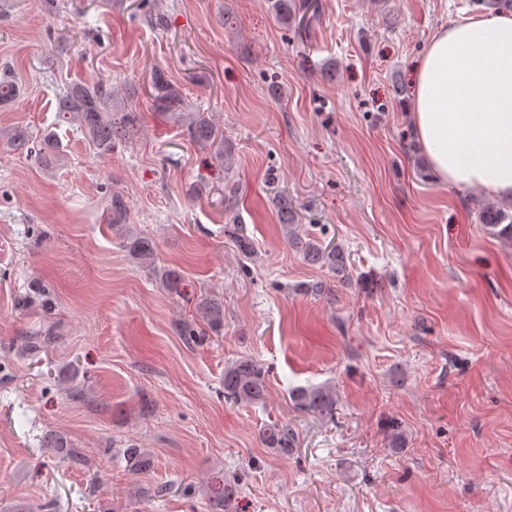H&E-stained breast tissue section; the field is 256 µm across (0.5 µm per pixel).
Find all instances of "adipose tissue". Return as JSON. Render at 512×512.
Returning a JSON list of instances; mask_svg holds the SVG:
<instances>
[{
	"label": "adipose tissue",
	"instance_id": "ef3b65f1",
	"mask_svg": "<svg viewBox=\"0 0 512 512\" xmlns=\"http://www.w3.org/2000/svg\"><path fill=\"white\" fill-rule=\"evenodd\" d=\"M412 122L444 182L512 199L511 15L467 17L431 38Z\"/></svg>",
	"mask_w": 512,
	"mask_h": 512
}]
</instances>
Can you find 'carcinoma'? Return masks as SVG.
<instances>
[{"label":"carcinoma","mask_w":512,"mask_h":512,"mask_svg":"<svg viewBox=\"0 0 512 512\" xmlns=\"http://www.w3.org/2000/svg\"><path fill=\"white\" fill-rule=\"evenodd\" d=\"M271 9L284 24L296 16L295 0H271ZM151 87L153 95L166 111H175L182 105L180 92L168 83L161 72L154 73ZM18 85L8 76L0 77V104L13 101L18 95ZM112 89L101 84H74L59 98V118L75 122L80 127L87 142L98 152L108 154L116 144L130 138L136 124L130 112H114L110 108ZM188 135L198 146L216 148V158L224 160L231 155L224 145V131L219 129L205 112L195 113L188 125ZM13 150L37 160L46 158L54 149V142L46 134L37 139L18 130L7 136ZM276 205L284 224L287 240L302 251L303 258L311 264H319L336 276L339 281L349 278L348 258L337 246L327 247L312 238L304 239L296 231V216L288 201V194L277 196ZM481 223L490 228L493 234L512 240V203L490 205L480 214ZM242 260H251L255 255L253 242L243 234L242 227L236 225L230 230ZM129 254L142 264L154 261V245L147 237L135 236L127 242ZM198 316L210 328L217 330L224 326V300L216 295H208L196 304ZM267 395V384L263 367L253 359L242 357L224 367V399L236 404H256ZM294 408L305 414L320 418L336 415V388L327 384L320 386L297 387L290 392ZM264 444L280 454L293 451L296 443L294 429L286 422H273L262 433ZM124 457L131 473L137 474L153 466V457L144 448L134 443L128 444ZM237 494L236 485L224 482L210 498L211 512H228Z\"/></svg>","instance_id":"obj_1"}]
</instances>
